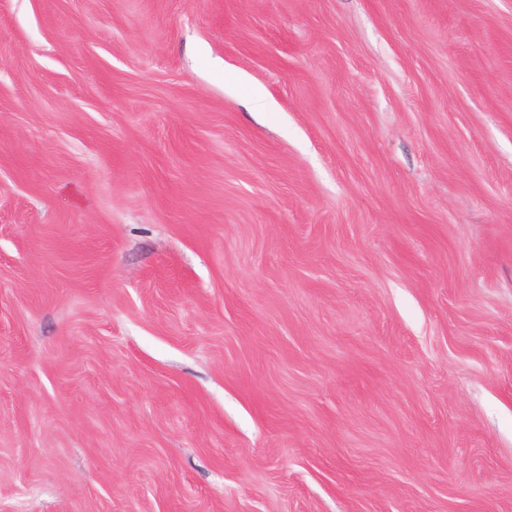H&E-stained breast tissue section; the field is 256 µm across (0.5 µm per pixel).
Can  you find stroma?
Instances as JSON below:
<instances>
[{"label":"stroma","mask_w":512,"mask_h":512,"mask_svg":"<svg viewBox=\"0 0 512 512\" xmlns=\"http://www.w3.org/2000/svg\"><path fill=\"white\" fill-rule=\"evenodd\" d=\"M0 512H512V0H0Z\"/></svg>","instance_id":"obj_1"}]
</instances>
